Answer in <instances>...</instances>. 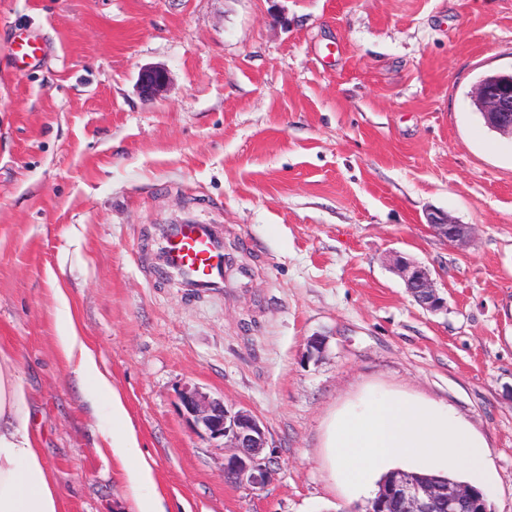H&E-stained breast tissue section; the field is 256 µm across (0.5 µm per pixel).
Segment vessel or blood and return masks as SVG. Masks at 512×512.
<instances>
[{
    "label": "vessel or blood",
    "mask_w": 512,
    "mask_h": 512,
    "mask_svg": "<svg viewBox=\"0 0 512 512\" xmlns=\"http://www.w3.org/2000/svg\"><path fill=\"white\" fill-rule=\"evenodd\" d=\"M224 239L218 229L187 219L167 225L163 231L161 261L151 268L152 276H178L194 291L224 285Z\"/></svg>",
    "instance_id": "b4317fda"
}]
</instances>
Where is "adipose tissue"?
<instances>
[{"instance_id": "obj_1", "label": "adipose tissue", "mask_w": 512, "mask_h": 512, "mask_svg": "<svg viewBox=\"0 0 512 512\" xmlns=\"http://www.w3.org/2000/svg\"><path fill=\"white\" fill-rule=\"evenodd\" d=\"M59 345L67 357H78L82 379L109 406L112 429L105 439L126 475L133 512H167L162 498L152 492L153 469L143 455L122 397L80 336L60 337ZM33 412L31 394L19 379L14 355L0 348V512H65L64 500L43 460Z\"/></svg>"}]
</instances>
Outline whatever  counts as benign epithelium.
Here are the masks:
<instances>
[{
	"instance_id": "obj_1",
	"label": "benign epithelium",
	"mask_w": 512,
	"mask_h": 512,
	"mask_svg": "<svg viewBox=\"0 0 512 512\" xmlns=\"http://www.w3.org/2000/svg\"><path fill=\"white\" fill-rule=\"evenodd\" d=\"M168 71L161 66L144 68L139 76V91L153 98L168 82ZM484 100V118L496 131L512 136V83L488 84L480 89ZM430 230L457 248L474 244V227L453 224L439 218L429 221ZM394 267L406 289L424 310L436 312L444 308V299L429 268L406 257L395 259ZM183 411L213 439H224V476L252 490H261L269 482L274 455L266 452L269 441L263 422L251 410L228 406L222 397H213L196 388L180 395ZM396 500L397 512H468L473 492L465 484H448L443 490L434 483L418 481L401 474L389 487Z\"/></svg>"
}]
</instances>
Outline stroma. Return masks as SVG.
I'll return each instance as SVG.
<instances>
[{"label":"stroma","instance_id":"35a3bbf8","mask_svg":"<svg viewBox=\"0 0 512 512\" xmlns=\"http://www.w3.org/2000/svg\"><path fill=\"white\" fill-rule=\"evenodd\" d=\"M20 34L38 59L15 60ZM147 66L170 75L150 100ZM489 70H512V0H0V346L66 512L131 509L107 410L59 346L71 326L174 512H365L324 439L371 389L469 419L491 512H512V138L470 98ZM435 213L476 225L473 246ZM186 216L221 231L224 290L150 278ZM399 254L446 309L414 302ZM188 386L261 418L264 489L225 479ZM430 230L457 248H468L474 244V227L471 224L448 223V218L429 221Z\"/></svg>","mask_w":512,"mask_h":512}]
</instances>
